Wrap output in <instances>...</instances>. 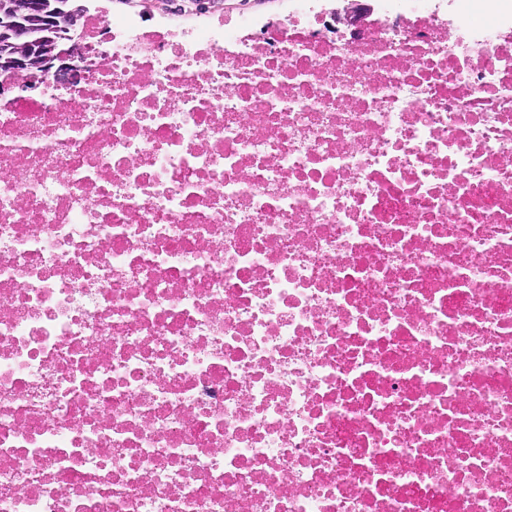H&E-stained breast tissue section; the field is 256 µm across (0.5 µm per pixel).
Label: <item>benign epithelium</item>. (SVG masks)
<instances>
[{
  "instance_id": "1",
  "label": "benign epithelium",
  "mask_w": 512,
  "mask_h": 512,
  "mask_svg": "<svg viewBox=\"0 0 512 512\" xmlns=\"http://www.w3.org/2000/svg\"><path fill=\"white\" fill-rule=\"evenodd\" d=\"M4 3L9 6L4 16L10 19L4 38L11 46L10 57L5 61L10 69V82L6 87L41 91L43 84L33 82L28 70L32 55L38 52L42 34L60 27L75 28L80 14L70 8L69 0H4ZM39 66L45 78L59 85L78 83L87 70L84 59L77 55L75 44L67 51L40 56Z\"/></svg>"
}]
</instances>
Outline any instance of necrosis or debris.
Wrapping results in <instances>:
<instances>
[{"instance_id":"4bbe7bcc","label":"necrosis or debris","mask_w":512,"mask_h":512,"mask_svg":"<svg viewBox=\"0 0 512 512\" xmlns=\"http://www.w3.org/2000/svg\"><path fill=\"white\" fill-rule=\"evenodd\" d=\"M401 2L0 95V512H512V0Z\"/></svg>"}]
</instances>
